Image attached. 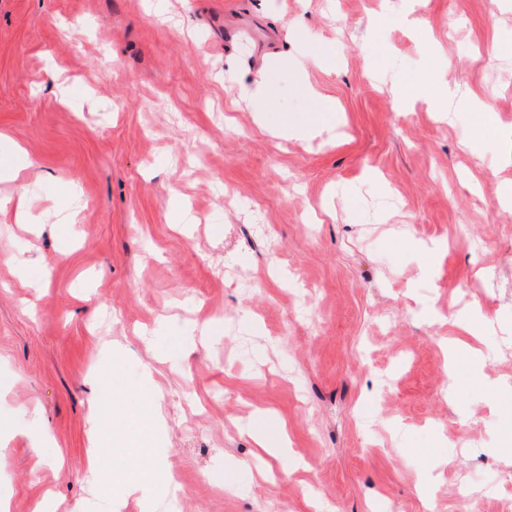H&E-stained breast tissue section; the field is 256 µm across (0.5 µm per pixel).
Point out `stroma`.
Masks as SVG:
<instances>
[{"instance_id":"obj_1","label":"stroma","mask_w":512,"mask_h":512,"mask_svg":"<svg viewBox=\"0 0 512 512\" xmlns=\"http://www.w3.org/2000/svg\"><path fill=\"white\" fill-rule=\"evenodd\" d=\"M400 8L0 0V197L27 203L0 213L9 512L101 498L95 402L153 425L138 489L103 451L115 512H512V165L468 149L479 99L512 127V0H425L419 31ZM261 66L259 123L234 89ZM474 300L477 338L448 322ZM108 443V439L99 429L97 417L91 419V432L89 451L87 454V473L93 482L98 483L100 477L105 476V468L102 467L101 448Z\"/></svg>"}]
</instances>
